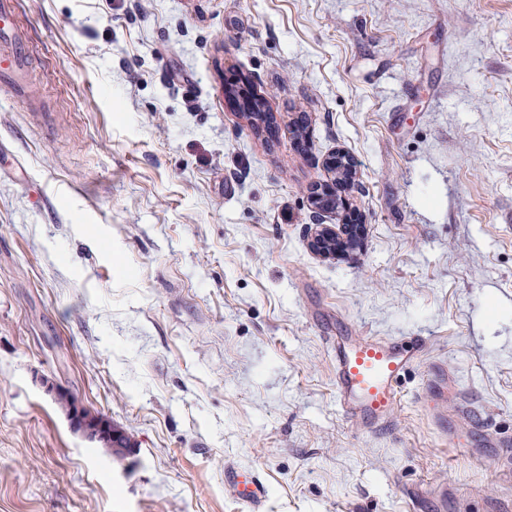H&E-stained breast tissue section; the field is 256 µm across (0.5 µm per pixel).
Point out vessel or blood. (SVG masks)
I'll return each instance as SVG.
<instances>
[{"instance_id":"vessel-or-blood-1","label":"vessel or blood","mask_w":512,"mask_h":512,"mask_svg":"<svg viewBox=\"0 0 512 512\" xmlns=\"http://www.w3.org/2000/svg\"><path fill=\"white\" fill-rule=\"evenodd\" d=\"M15 0H0V80L19 77L29 55L28 40L16 30ZM336 402L347 416L381 430L401 402L400 383L426 356L425 336H331Z\"/></svg>"}]
</instances>
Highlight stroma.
I'll return each instance as SVG.
<instances>
[{"label": "stroma", "mask_w": 512, "mask_h": 512, "mask_svg": "<svg viewBox=\"0 0 512 512\" xmlns=\"http://www.w3.org/2000/svg\"><path fill=\"white\" fill-rule=\"evenodd\" d=\"M0 82V512H486L497 449L417 404L444 362L512 437V0H18ZM252 89L254 130L225 99ZM307 119L299 140L295 121ZM363 218L309 247L323 160ZM430 338L386 433L336 403L330 336ZM112 420L117 461L47 384ZM15 0L0 1V80L7 76L18 78L27 61L30 46L27 37L19 34L14 18L17 7ZM5 41L9 42L8 50H5ZM362 224H343L339 231L331 225L316 224L310 240V248L324 257H351L363 244Z\"/></svg>", "instance_id": "1"}]
</instances>
